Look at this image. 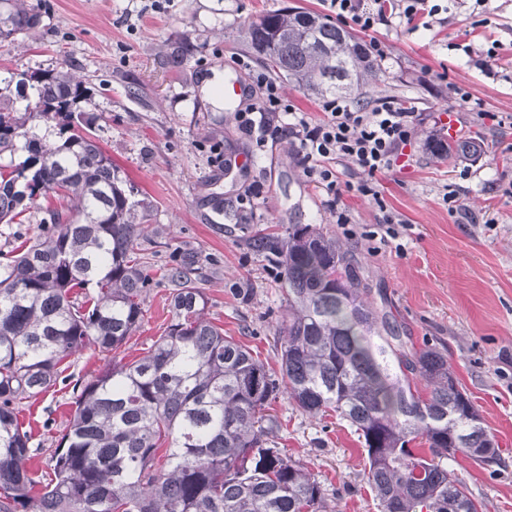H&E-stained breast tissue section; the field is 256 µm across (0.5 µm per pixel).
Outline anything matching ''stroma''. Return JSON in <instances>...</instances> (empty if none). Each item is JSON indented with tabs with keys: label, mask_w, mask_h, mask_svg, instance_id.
Listing matches in <instances>:
<instances>
[{
	"label": "stroma",
	"mask_w": 512,
	"mask_h": 512,
	"mask_svg": "<svg viewBox=\"0 0 512 512\" xmlns=\"http://www.w3.org/2000/svg\"><path fill=\"white\" fill-rule=\"evenodd\" d=\"M43 0L39 26L17 46L0 47V76L68 66L89 89L82 108L89 131L111 157L143 213L139 240L150 279L140 328L117 358L142 357L171 320L175 289L166 272L184 266L208 300L210 319L225 335L277 368L284 325L283 268L256 252L252 240L312 224L347 246L371 288L369 299L387 311L415 347L442 350L484 426L501 465L457 455L449 468L483 512H512V0H450L446 19L430 29L378 27L386 47L379 82L360 98L371 108L382 97L417 114L416 132L393 167L377 177L383 206L356 190L342 202L352 222L335 224L327 194L303 174L289 140L258 144L236 119L233 105L217 107L200 87L214 73L242 74L261 105L259 77L269 75L246 47L245 25L263 14L321 0ZM497 40L500 65L490 75L474 64L486 39ZM190 44L183 63L170 59L175 43ZM464 87L486 117L474 120L459 105ZM456 119L459 137L479 142L478 158L438 159L426 146L432 131ZM454 190L465 212L443 200ZM21 222L0 223V253L36 235L54 193L39 199ZM402 222L397 239H377L383 212ZM494 225H487V218ZM103 367L91 348L67 360L66 382L25 400L19 418L30 430L32 460L44 469L72 409L74 381ZM280 429L278 448L320 483L327 512H380L364 477L366 451L348 422L311 418L287 396L269 408Z\"/></svg>",
	"instance_id": "obj_1"
}]
</instances>
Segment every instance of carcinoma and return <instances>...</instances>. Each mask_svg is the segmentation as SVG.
Instances as JSON below:
<instances>
[{"instance_id": "carcinoma-1", "label": "carcinoma", "mask_w": 512, "mask_h": 512, "mask_svg": "<svg viewBox=\"0 0 512 512\" xmlns=\"http://www.w3.org/2000/svg\"><path fill=\"white\" fill-rule=\"evenodd\" d=\"M39 2L0 0V44L38 26ZM245 42L278 77L316 96L348 95L382 72L357 37L303 9L266 13ZM4 84L27 104L20 112L0 91V155L28 156L0 164V223L50 191L60 207L0 271V512H325L311 472L270 440L278 425L264 411L281 394L311 417L334 412L355 428L381 512H448L451 502L480 512L439 459L501 458L447 356L405 341L369 302L348 249L310 224L252 242L284 268L279 373L209 319L186 268L169 270L179 288L164 334L133 362L112 356L139 329L149 288L137 202L83 128L82 80L62 67L13 73ZM427 149L481 154L438 133ZM87 347L105 364L73 385L47 479L30 466L35 449L19 405L54 386Z\"/></svg>"}]
</instances>
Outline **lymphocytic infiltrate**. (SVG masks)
<instances>
[{
  "mask_svg": "<svg viewBox=\"0 0 512 512\" xmlns=\"http://www.w3.org/2000/svg\"><path fill=\"white\" fill-rule=\"evenodd\" d=\"M338 21L369 34L365 48L370 55L385 54L383 43L372 38L378 26L399 21L411 28L431 27L441 11L433 0H326ZM265 87L262 107H250L239 113L241 128L261 132L263 138H292L299 148L303 173L325 188L327 205L337 224L350 223L351 217L341 205L342 187L336 165L348 163L358 178L356 190L363 197L379 200L377 176L392 167L400 148L407 145L416 130V116L388 98L377 100L371 108L352 109L344 98L324 101L323 118L312 119L295 114L284 103L276 81L261 78Z\"/></svg>",
  "mask_w": 512,
  "mask_h": 512,
  "instance_id": "1",
  "label": "lymphocytic infiltrate"
}]
</instances>
